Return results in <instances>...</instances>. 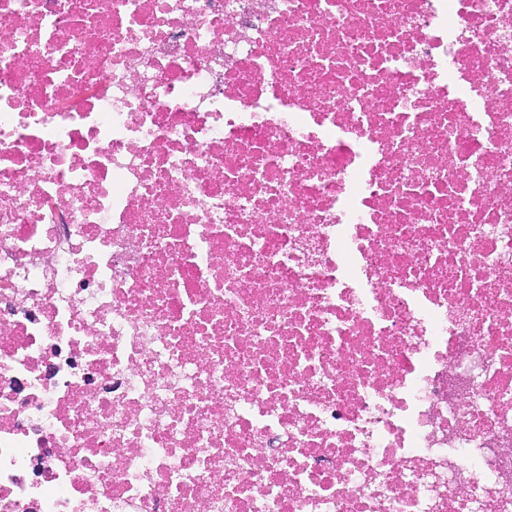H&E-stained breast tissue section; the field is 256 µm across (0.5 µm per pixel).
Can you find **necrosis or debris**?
I'll return each mask as SVG.
<instances>
[{
  "label": "necrosis or debris",
  "instance_id": "necrosis-or-debris-1",
  "mask_svg": "<svg viewBox=\"0 0 512 512\" xmlns=\"http://www.w3.org/2000/svg\"><path fill=\"white\" fill-rule=\"evenodd\" d=\"M0 512H512V0H0Z\"/></svg>",
  "mask_w": 512,
  "mask_h": 512
}]
</instances>
